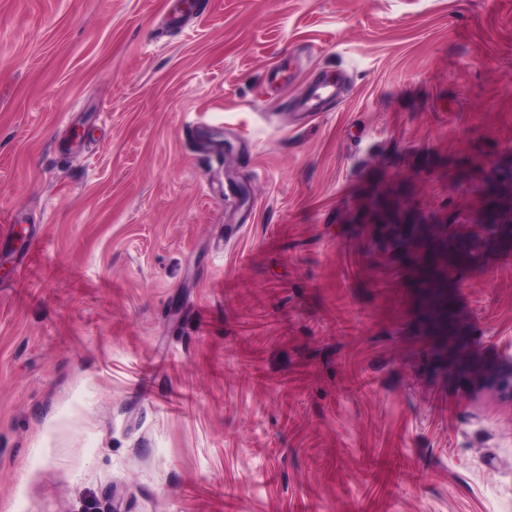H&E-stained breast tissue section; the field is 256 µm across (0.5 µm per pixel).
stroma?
<instances>
[{
	"label": "stroma",
	"mask_w": 512,
	"mask_h": 512,
	"mask_svg": "<svg viewBox=\"0 0 512 512\" xmlns=\"http://www.w3.org/2000/svg\"><path fill=\"white\" fill-rule=\"evenodd\" d=\"M13 221L0 512H512V0H0ZM474 374L482 384L495 388L501 395L512 399V363H499L489 368H477Z\"/></svg>",
	"instance_id": "1"
}]
</instances>
